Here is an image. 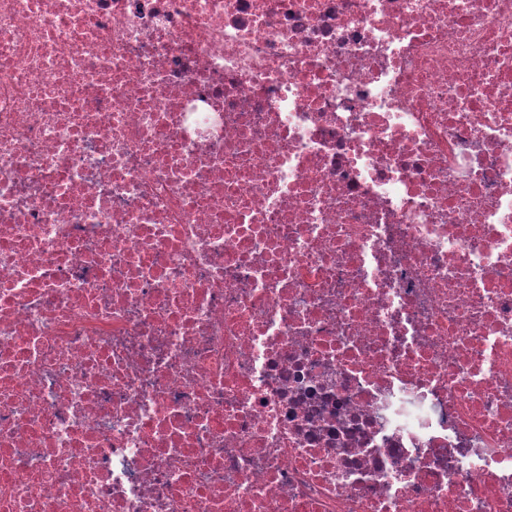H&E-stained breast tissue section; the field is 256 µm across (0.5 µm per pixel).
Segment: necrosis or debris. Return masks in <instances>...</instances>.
Wrapping results in <instances>:
<instances>
[{
    "label": "necrosis or debris",
    "mask_w": 512,
    "mask_h": 512,
    "mask_svg": "<svg viewBox=\"0 0 512 512\" xmlns=\"http://www.w3.org/2000/svg\"><path fill=\"white\" fill-rule=\"evenodd\" d=\"M0 512H512V0H0Z\"/></svg>",
    "instance_id": "4bbe7bcc"
}]
</instances>
